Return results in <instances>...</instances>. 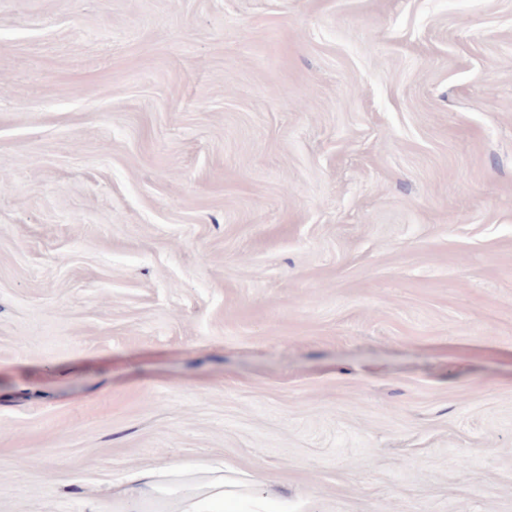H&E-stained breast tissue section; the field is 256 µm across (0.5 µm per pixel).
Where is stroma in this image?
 <instances>
[{"instance_id":"1","label":"stroma","mask_w":512,"mask_h":512,"mask_svg":"<svg viewBox=\"0 0 512 512\" xmlns=\"http://www.w3.org/2000/svg\"><path fill=\"white\" fill-rule=\"evenodd\" d=\"M194 461L512 512V0H0V512Z\"/></svg>"}]
</instances>
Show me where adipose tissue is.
<instances>
[{"mask_svg":"<svg viewBox=\"0 0 512 512\" xmlns=\"http://www.w3.org/2000/svg\"><path fill=\"white\" fill-rule=\"evenodd\" d=\"M240 499L254 502V512H265L264 500L220 467L156 466L130 470L112 488V512H223Z\"/></svg>","mask_w":512,"mask_h":512,"instance_id":"obj_1","label":"adipose tissue"}]
</instances>
